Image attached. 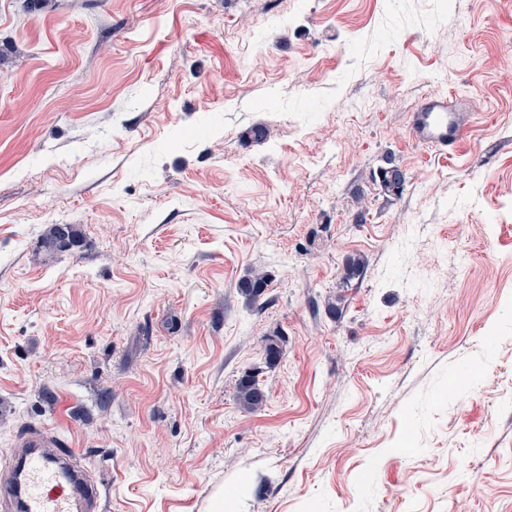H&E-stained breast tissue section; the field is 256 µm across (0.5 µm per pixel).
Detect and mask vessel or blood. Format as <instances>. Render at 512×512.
I'll use <instances>...</instances> for the list:
<instances>
[{
	"label": "vessel or blood",
	"instance_id": "b4317fda",
	"mask_svg": "<svg viewBox=\"0 0 512 512\" xmlns=\"http://www.w3.org/2000/svg\"><path fill=\"white\" fill-rule=\"evenodd\" d=\"M470 128L456 96L427 95L409 118L411 137L428 147L456 151ZM23 453L0 478V512H101V490L81 465L76 448L57 447L47 430L24 432Z\"/></svg>",
	"mask_w": 512,
	"mask_h": 512
}]
</instances>
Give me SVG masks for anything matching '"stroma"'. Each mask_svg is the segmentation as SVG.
Wrapping results in <instances>:
<instances>
[{
	"mask_svg": "<svg viewBox=\"0 0 512 512\" xmlns=\"http://www.w3.org/2000/svg\"><path fill=\"white\" fill-rule=\"evenodd\" d=\"M32 423L104 512H512V0H0V466ZM469 114L456 96L426 95L410 114V135L428 147L454 152L466 140ZM81 236L73 224H53L44 237V247L52 252H65L78 246ZM268 283V275L258 272L243 279L240 283L239 290L250 304L262 305L266 301L263 299ZM235 399L242 409L256 413L265 406L267 394L263 384L250 371H245L238 379Z\"/></svg>",
	"mask_w": 512,
	"mask_h": 512,
	"instance_id": "obj_1",
	"label": "stroma"
}]
</instances>
